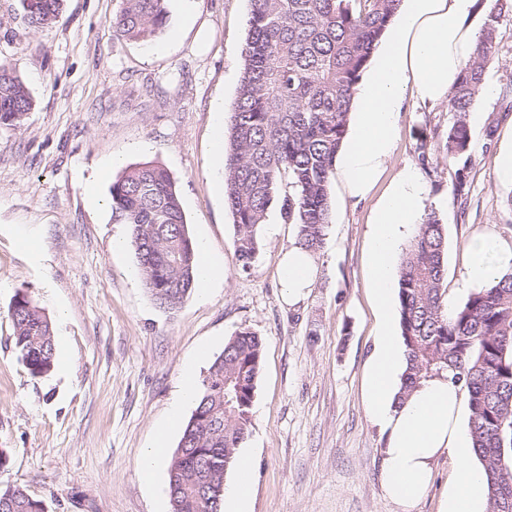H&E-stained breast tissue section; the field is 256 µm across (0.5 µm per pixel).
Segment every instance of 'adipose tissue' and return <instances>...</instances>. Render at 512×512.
Returning <instances> with one entry per match:
<instances>
[{"label": "adipose tissue", "instance_id": "obj_1", "mask_svg": "<svg viewBox=\"0 0 512 512\" xmlns=\"http://www.w3.org/2000/svg\"><path fill=\"white\" fill-rule=\"evenodd\" d=\"M477 2L403 0L359 85L352 128L338 153L348 197H367L385 171L406 100H448L475 49L472 18ZM423 194L415 169L403 168L370 212L367 265L379 330L366 369L365 405L386 436L383 490L400 512H412L427 495L434 465L443 457L453 460L455 469L442 492L439 512H486L484 470L472 464L471 440L460 425L461 385L444 373L422 383L407 399L396 398L407 360L392 308V281L400 246L410 226L421 221ZM466 250L469 282H485L512 266V244L495 238L470 239ZM315 264V256L298 247L283 254L280 280L289 301H298L310 288ZM252 492L253 459L242 453L233 481L224 487L227 512H249Z\"/></svg>", "mask_w": 512, "mask_h": 512}]
</instances>
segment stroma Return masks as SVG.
<instances>
[{
	"label": "stroma",
	"instance_id": "stroma-1",
	"mask_svg": "<svg viewBox=\"0 0 512 512\" xmlns=\"http://www.w3.org/2000/svg\"><path fill=\"white\" fill-rule=\"evenodd\" d=\"M121 0H64L59 22L32 31L19 0H0V61L15 66L33 106L0 128V492L20 485L46 512H171L168 472L142 485L138 466L175 404L186 364L205 378L236 331L264 343L252 424V512H398L382 486L386 436L363 396L377 318L365 267L368 219L403 166L424 183V208L448 238L445 286L453 304L466 279V241L512 243V186L495 160L512 120V9L486 72L497 89L469 116L468 199L452 195L441 146L447 103L407 104L400 136L366 199L332 184L331 222L314 282L298 302L280 287L295 225L270 209L257 263L242 272L224 206L215 137H228L243 68L249 0H192L169 10L151 42L112 29ZM152 162L174 178L195 242L224 275L176 309L144 286L126 225L112 219L109 188L130 165ZM98 206H90V197ZM26 294L49 318L64 361L32 376L12 342L9 311Z\"/></svg>",
	"mask_w": 512,
	"mask_h": 512
}]
</instances>
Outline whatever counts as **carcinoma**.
Wrapping results in <instances>:
<instances>
[{"label":"carcinoma","mask_w":512,"mask_h":512,"mask_svg":"<svg viewBox=\"0 0 512 512\" xmlns=\"http://www.w3.org/2000/svg\"><path fill=\"white\" fill-rule=\"evenodd\" d=\"M33 30L56 24L63 0H20ZM112 28L122 37L152 40L166 20V0H121ZM244 67L224 155V203L233 217L235 251L244 272L261 249L259 226L272 204L297 226L300 248L316 253L330 224L329 187L362 73L402 0H250ZM494 0L472 59L448 100L455 121L442 151L457 166L452 193L465 195L472 135L467 121L503 21ZM32 109L16 69L0 62V128H19ZM113 220L130 241L154 301L172 309L198 274L170 173L151 162L126 169L112 183ZM447 235L435 213L423 215L397 271L399 326L407 368L399 397L442 372L468 394V430L487 483V512H512V272L501 274L448 306L444 288ZM10 316L18 357L38 377L55 366L49 319L29 298L16 296ZM262 339L241 329L227 340L203 380L195 410L172 458V512H221L224 478L251 425L263 362ZM0 512H45L42 501L16 486L0 493Z\"/></svg>","instance_id":"obj_1"}]
</instances>
